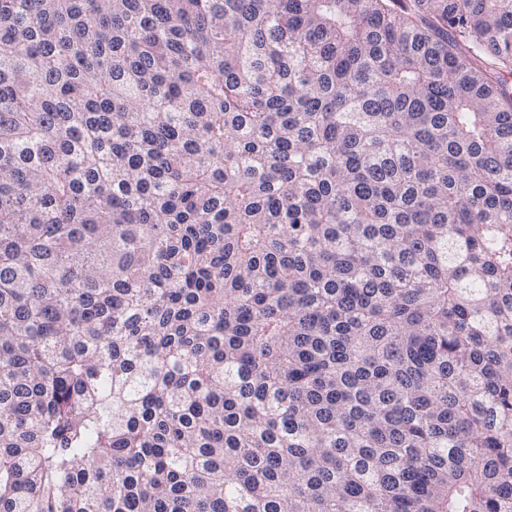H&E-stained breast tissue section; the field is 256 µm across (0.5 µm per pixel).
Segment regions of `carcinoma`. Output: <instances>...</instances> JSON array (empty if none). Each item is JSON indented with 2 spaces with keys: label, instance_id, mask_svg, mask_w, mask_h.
<instances>
[{
  "label": "carcinoma",
  "instance_id": "cac0c4a2",
  "mask_svg": "<svg viewBox=\"0 0 512 512\" xmlns=\"http://www.w3.org/2000/svg\"><path fill=\"white\" fill-rule=\"evenodd\" d=\"M0 512H512V0H0Z\"/></svg>",
  "mask_w": 512,
  "mask_h": 512
}]
</instances>
